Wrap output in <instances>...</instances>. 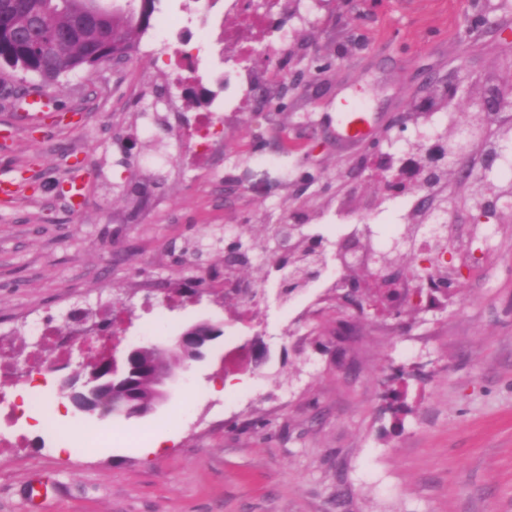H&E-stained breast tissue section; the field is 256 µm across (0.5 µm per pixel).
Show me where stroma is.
<instances>
[{"mask_svg": "<svg viewBox=\"0 0 512 512\" xmlns=\"http://www.w3.org/2000/svg\"><path fill=\"white\" fill-rule=\"evenodd\" d=\"M223 12L156 0L120 63L54 82L0 68V361L32 357L35 323L74 335V304L100 325L125 313L127 344L224 330L146 416L79 413L57 372L1 377L0 402L24 414L0 456V512H512V207L477 224L456 206L462 172L500 178L483 160L512 112L484 115L469 92L512 74V0H290L214 130L218 154L185 156L242 67L213 27ZM350 99L375 126L356 143L339 136ZM470 124L480 138L430 187L452 204L443 269L459 283L442 306L346 305L327 273L276 300L274 225L420 223L417 184L390 192L367 169ZM234 241L246 258L228 267ZM216 268L266 288L252 322ZM175 291L197 298L162 308ZM156 434L164 448L140 454Z\"/></svg>", "mask_w": 512, "mask_h": 512, "instance_id": "stroma-1", "label": "stroma"}]
</instances>
